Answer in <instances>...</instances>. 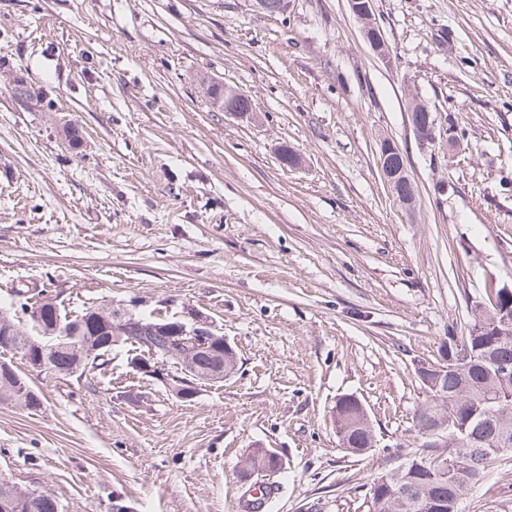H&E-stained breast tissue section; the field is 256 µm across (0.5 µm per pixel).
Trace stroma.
Segmentation results:
<instances>
[{
	"instance_id": "obj_1",
	"label": "stroma",
	"mask_w": 512,
	"mask_h": 512,
	"mask_svg": "<svg viewBox=\"0 0 512 512\" xmlns=\"http://www.w3.org/2000/svg\"><path fill=\"white\" fill-rule=\"evenodd\" d=\"M377 58L347 0H0V303L47 289L64 312L184 316L239 369L192 401L132 371L18 365L38 408L0 403V479L62 512H241L257 446L284 469L269 512H365L420 456L416 374L471 324L485 282L512 288V0H374ZM245 91L213 111L205 81ZM436 111L421 146L409 93ZM455 134L460 147L449 151ZM418 188L389 194L380 142ZM295 150L297 169L280 162ZM353 395L376 444L339 445ZM512 512V461L469 491ZM208 86H216L219 87L222 90L223 96H220L217 98L215 105H211L214 109H220V112H225L224 115L233 116L237 119H247L250 117L253 111L247 112V110L250 109V102L245 100H234L231 103L234 104L236 107L246 110L241 111L239 109L233 108L228 105H224V99H241V98H248L250 99L249 95H247L244 91L234 88L232 86H228L224 84L223 82H217V81H211ZM207 86V87H208ZM390 154H396L399 157L400 163L398 167L384 169L381 164H379L380 171L389 190L397 182L407 183L409 185V192L403 196V199L400 201L401 206L409 208L415 202L416 187L407 175L402 150L394 142L386 141L382 144L381 155L385 157Z\"/></svg>"
}]
</instances>
